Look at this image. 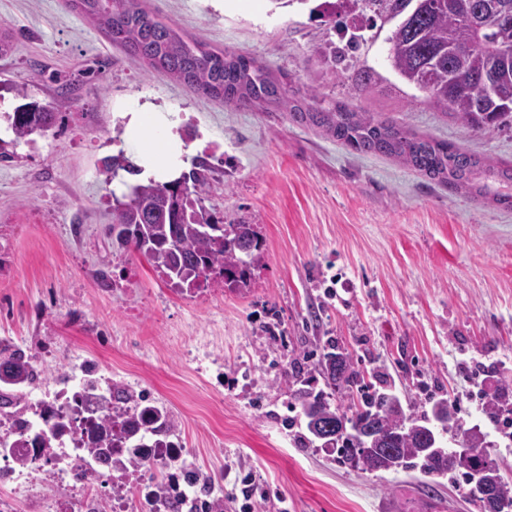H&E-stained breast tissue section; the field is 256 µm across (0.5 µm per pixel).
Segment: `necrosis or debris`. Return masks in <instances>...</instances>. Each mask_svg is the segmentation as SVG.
Masks as SVG:
<instances>
[{
	"instance_id": "obj_1",
	"label": "necrosis or debris",
	"mask_w": 512,
	"mask_h": 512,
	"mask_svg": "<svg viewBox=\"0 0 512 512\" xmlns=\"http://www.w3.org/2000/svg\"><path fill=\"white\" fill-rule=\"evenodd\" d=\"M111 390L86 373L0 412V512H160V490L185 481V445L149 435L98 455L78 422L106 411Z\"/></svg>"
}]
</instances>
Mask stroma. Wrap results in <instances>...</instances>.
Instances as JSON below:
<instances>
[{
	"label": "stroma",
	"instance_id": "35a3bbf8",
	"mask_svg": "<svg viewBox=\"0 0 512 512\" xmlns=\"http://www.w3.org/2000/svg\"><path fill=\"white\" fill-rule=\"evenodd\" d=\"M156 20L207 48L288 78L295 99L342 101L405 130L512 163V127L474 132L423 101L386 61L396 20L356 17L364 36L332 77L321 47L335 24L310 5L271 0H142ZM13 51L0 81L50 104L57 120L0 160V339L42 345L43 378L96 367L167 409L207 476L223 475L224 512H479L458 482L365 471L296 442L288 381L323 388L325 345L365 377L382 372L426 411L459 400L512 480V440L486 418L512 410V209L449 192L401 162L364 154L276 107L228 105L147 72L67 0H0ZM366 71L380 75L359 91ZM65 80L73 94L57 93ZM152 105L180 123L184 169L205 160L202 207L254 225L263 257L248 287L178 293L112 240L106 161L141 147L127 113ZM253 483L259 493L244 500Z\"/></svg>",
	"mask_w": 512,
	"mask_h": 512
}]
</instances>
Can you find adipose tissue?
I'll list each match as a JSON object with an SVG mask.
<instances>
[{"label":"adipose tissue","instance_id":"obj_1","mask_svg":"<svg viewBox=\"0 0 512 512\" xmlns=\"http://www.w3.org/2000/svg\"><path fill=\"white\" fill-rule=\"evenodd\" d=\"M151 109H142L130 113L127 128L142 137L143 144L135 163L140 171L138 180L147 181L166 173L176 162V150L180 145V135L173 129H166L164 135L158 136L150 130Z\"/></svg>","mask_w":512,"mask_h":512}]
</instances>
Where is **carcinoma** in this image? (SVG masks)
<instances>
[{"mask_svg":"<svg viewBox=\"0 0 512 512\" xmlns=\"http://www.w3.org/2000/svg\"><path fill=\"white\" fill-rule=\"evenodd\" d=\"M365 3L379 16L401 21L387 38L388 61L405 83L424 92V102L472 131H490L512 123V56L499 50V36L512 31V0H343L346 14ZM494 5L487 27L473 30L466 19L481 4ZM69 7L95 22L112 44L144 63L149 72L175 77L204 94L236 106H282L291 121L314 126L354 151L394 158L449 191H464L512 208V165L470 154L463 148L410 133L376 112H355L338 102L310 107L288 95L287 81L254 59L207 50L173 27L150 16L140 0H68ZM362 35L342 46L331 41L321 50L331 75L342 76L349 51ZM25 100L9 116L13 142L36 134L35 115L55 120L49 106ZM207 179L191 169L169 181L128 186L115 197L109 233L125 249L146 257L179 292L201 291L220 276L230 288L248 286L260 262L252 224H219L196 208ZM336 346L319 363L333 392L356 390L358 404L348 412L331 405L329 394L308 382L293 391L304 418L301 441L330 448L344 462L368 471L412 467L428 475L458 473L481 512H512V484L482 451L485 434L475 438L477 452L459 459L461 449L428 447L421 436L461 428L457 409L445 398L418 415L403 404L392 385L366 383ZM35 382L30 356L12 343L0 345V402L20 399ZM134 401L133 391L112 384V408ZM95 448H113L116 440L104 421L90 423Z\"/></svg>","mask_w":512,"mask_h":512,"instance_id":"carcinoma-1","label":"carcinoma"}]
</instances>
